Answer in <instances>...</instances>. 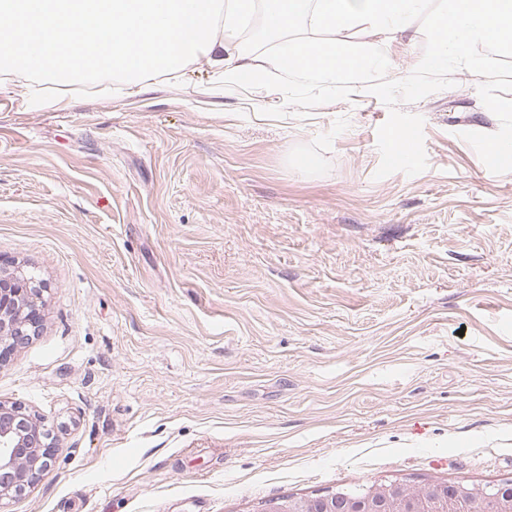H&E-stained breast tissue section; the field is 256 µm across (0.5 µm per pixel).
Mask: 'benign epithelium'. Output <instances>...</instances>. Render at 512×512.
Listing matches in <instances>:
<instances>
[{"instance_id": "benign-epithelium-1", "label": "benign epithelium", "mask_w": 512, "mask_h": 512, "mask_svg": "<svg viewBox=\"0 0 512 512\" xmlns=\"http://www.w3.org/2000/svg\"><path fill=\"white\" fill-rule=\"evenodd\" d=\"M44 283L14 263H0V360L40 328L37 300ZM59 447L47 426L21 403L0 402V512L23 495L55 462ZM264 512H512V486L435 484L415 495L407 484L375 483L364 496L331 492Z\"/></svg>"}]
</instances>
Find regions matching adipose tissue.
I'll return each instance as SVG.
<instances>
[{
  "mask_svg": "<svg viewBox=\"0 0 512 512\" xmlns=\"http://www.w3.org/2000/svg\"><path fill=\"white\" fill-rule=\"evenodd\" d=\"M426 0H0V88L22 83L25 103L43 83L120 80L127 94L154 77L205 61L221 94L262 79L265 64L238 39L246 22L271 36L298 21L321 30L413 33ZM382 61L380 44L284 41L276 64L324 82L364 80Z\"/></svg>",
  "mask_w": 512,
  "mask_h": 512,
  "instance_id": "obj_1",
  "label": "adipose tissue"
}]
</instances>
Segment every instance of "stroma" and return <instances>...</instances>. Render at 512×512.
<instances>
[{"instance_id":"1","label":"stroma","mask_w":512,"mask_h":512,"mask_svg":"<svg viewBox=\"0 0 512 512\" xmlns=\"http://www.w3.org/2000/svg\"><path fill=\"white\" fill-rule=\"evenodd\" d=\"M453 79L400 105L426 170L379 180L389 110L362 89L279 119L202 63L137 96L1 94L0 260L46 288L0 401L60 447L12 512L512 484V172L462 139L500 122Z\"/></svg>"}]
</instances>
